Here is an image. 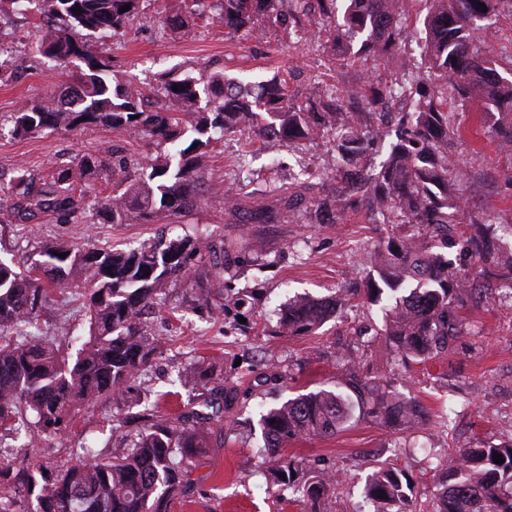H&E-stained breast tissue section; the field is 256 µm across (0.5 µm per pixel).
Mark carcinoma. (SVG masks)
I'll return each instance as SVG.
<instances>
[{
    "label": "carcinoma",
    "instance_id": "cac0c4a2",
    "mask_svg": "<svg viewBox=\"0 0 512 512\" xmlns=\"http://www.w3.org/2000/svg\"><path fill=\"white\" fill-rule=\"evenodd\" d=\"M26 9L63 21L48 25L37 51L61 67L78 61L76 98L58 106L54 100L22 106L11 117L10 132L30 137L45 131L77 132L89 125L122 132L140 130L156 146H176L139 161L135 170L113 182L112 194L76 195L78 184L90 186L102 177L103 160L86 154L71 165L56 167L51 179L38 184L20 166L9 186L0 189V208L18 224L51 213L61 224L79 213H94L110 224L132 220L149 223L160 216L176 219L193 211L201 196L224 207L229 224H302L314 215L337 223L350 213L366 211L377 224H412L419 232L379 243L365 288L348 290L350 298L299 295L279 310L278 333L310 336L336 317L349 299L377 305L386 300L382 323L372 327L396 352L426 364L448 351L468 318L461 313L464 296L479 298L448 250L460 244L479 259L496 265L512 283V249L486 229L467 235L464 208L454 192V167L448 154L460 136L459 112L478 100L483 111L498 114L493 131L512 148V77L479 49L493 25L500 0H425V36L421 53L435 77L426 89L423 74L409 72L394 83L371 81L354 90L316 88L291 95L277 78L254 84L224 74L206 79L161 80L146 87L119 76L111 57L93 49L100 33H126L142 0H26ZM218 19L230 34L254 35L268 24L297 27L310 0H216ZM131 9L122 11L125 6ZM404 0H343L342 21L330 33L333 60H375L401 49ZM178 90H173V87ZM404 99L410 109L397 113L393 125L376 136L368 130L370 115L383 114L390 101ZM249 130L288 142L336 135L333 164L317 176L316 193H298L292 185H265L247 195L232 184L220 193L202 189L198 171L214 133ZM392 138L386 158L369 160L371 140ZM66 257L61 258L59 254ZM39 259L0 261V428L18 430L31 422L37 434L52 437L67 428L78 406L118 400L144 371L160 339L140 321L142 310L162 302L161 290L171 278L189 272V261L218 270L224 278L229 250H217L206 236L172 238L167 233L123 250L89 244L79 248L65 240L44 243ZM81 288L88 337L74 361L56 347L22 333L7 332L32 321L50 306L54 290ZM180 383L199 391L173 417L143 411V427L127 436L117 455L87 449L91 459L74 464L21 460L0 465V512H12L20 492L35 500L30 512H172L192 502L211 438L224 435L222 406L236 400L233 389L216 384L214 367L199 363L180 376ZM343 395L321 389L290 398L260 414L264 464L291 491L300 512H321L336 496L339 482L330 470L309 471L288 444L311 437L333 436L359 412L392 429L418 427L429 421L426 408L401 398L383 384L365 381ZM504 463H494V455ZM410 482L398 465L383 463L365 485L367 501L377 512H412ZM433 512H512V434L498 442L467 448L447 469Z\"/></svg>",
    "mask_w": 512,
    "mask_h": 512
}]
</instances>
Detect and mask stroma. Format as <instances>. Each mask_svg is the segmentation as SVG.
Returning a JSON list of instances; mask_svg holds the SVG:
<instances>
[{
    "label": "stroma",
    "instance_id": "stroma-1",
    "mask_svg": "<svg viewBox=\"0 0 512 512\" xmlns=\"http://www.w3.org/2000/svg\"><path fill=\"white\" fill-rule=\"evenodd\" d=\"M405 8L412 17L406 45L378 66L363 59L342 67L333 64L329 45L307 38L323 23L316 10L304 17L302 38L285 37L278 26L269 27L260 39L228 34L208 17L188 19L177 29L160 28L158 15L185 12L184 0H144L133 27L124 35L102 38L97 47L111 56L119 74L140 83L221 72L251 82L276 75L293 94L317 82L351 89L371 76L388 82L408 67L421 66L417 41L422 25L417 17L424 5L422 0H407ZM44 28L43 18L31 12L0 15V46L28 65L23 74L0 79L2 123H9L24 104L41 102L74 80L75 68L55 67L36 52ZM494 29L481 47L495 57L505 75L512 71V0H501ZM462 120V135L448 153L455 160L456 188L465 212L479 217L491 211L499 223L512 224V151L501 149L491 131L492 118H481L471 109ZM332 144L327 135L310 143L284 145L273 153L261 138L228 134L214 143L201 175L206 184L218 187L233 177L246 183L259 175L287 184L301 167L320 173L331 159ZM116 149L131 159L157 152L133 129L118 133L91 126L74 133L16 139L5 134L0 136V183H7L21 165L34 178L46 180L57 166L84 154L108 161ZM242 153L250 162L243 170L237 167ZM164 229L170 236L191 238L207 231L232 246L247 238L260 239L267 245V255L261 263H239L225 274L220 315L200 302L201 290L191 282H168L163 305L142 317L145 328L161 336L162 343L122 399L76 409L66 431L54 437L37 435L32 428L21 433L0 430L1 447L28 449L33 462L46 457L73 461L77 448L83 446L113 451L112 428L119 421L148 405L156 414L169 416L187 402L190 390L180 386L177 373L203 360L215 363L225 386L236 389L238 399L226 415L238 419L239 426L195 469L199 483L193 500L175 506L174 512H299L288 501L287 487L272 482L259 467L264 445L259 413L301 393L335 389L351 361L360 377H383L396 391L419 400L432 421L421 428L392 430L357 418L335 436L291 444L288 454L303 458L307 468L329 467L340 475L341 491L327 503L328 512H356L374 465L393 460L411 477L418 507L430 512L437 475L422 453L423 446L434 447L443 458L449 450L494 442L512 432V296L502 292L497 267L483 265L459 248H452V255L460 256L478 285L499 289L500 294L489 302L469 303L467 333L428 365H402L385 337L360 335L364 324L381 323L382 312L376 306L342 308L335 320L312 336L276 333L279 305L305 292L328 297L354 287L364 275L370 251L390 234H410L411 226L374 224L362 212L337 224H228L222 210L204 204L176 224L164 219L148 224H88L80 218L59 224L49 215L17 224L0 210V259L35 257L42 243L54 238L129 249ZM53 298L51 308L40 312L25 332L53 342L62 354L74 353L86 334L81 302L68 288L55 291ZM274 371L281 374V381L259 384L257 373ZM442 415L449 419L446 433L438 424ZM405 445L409 453L394 455V448Z\"/></svg>",
    "mask_w": 512,
    "mask_h": 512
}]
</instances>
